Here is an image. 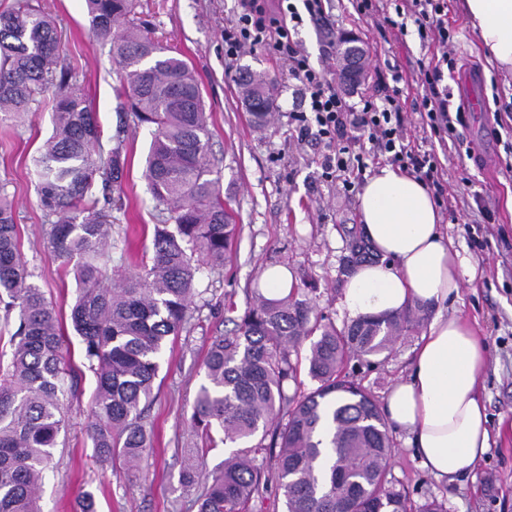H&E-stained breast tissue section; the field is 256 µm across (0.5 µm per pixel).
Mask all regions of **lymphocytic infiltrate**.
I'll return each instance as SVG.
<instances>
[{"label": "lymphocytic infiltrate", "mask_w": 512, "mask_h": 512, "mask_svg": "<svg viewBox=\"0 0 512 512\" xmlns=\"http://www.w3.org/2000/svg\"><path fill=\"white\" fill-rule=\"evenodd\" d=\"M327 4L328 0H240L239 12L224 28L226 68H233L241 54L258 47L270 60L287 66L308 100L307 110L295 116L300 131L323 145L324 173L341 179L343 186L364 176L370 163L384 160L414 173L427 188L442 193L445 170L435 151L418 148L399 90L379 96L365 93L357 103H349L325 70L314 67L293 41L291 24L300 23L305 16L327 21ZM395 12L413 21L422 42L444 47L452 39L447 0H404ZM454 65V59L443 55L421 66L424 93L416 109L423 129L437 136L439 144L450 143L459 149L464 142L457 128L464 125L465 114L451 111L443 84L445 68Z\"/></svg>", "instance_id": "obj_1"}]
</instances>
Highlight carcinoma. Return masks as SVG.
Here are the masks:
<instances>
[{"instance_id":"carcinoma-1","label":"carcinoma","mask_w":512,"mask_h":512,"mask_svg":"<svg viewBox=\"0 0 512 512\" xmlns=\"http://www.w3.org/2000/svg\"><path fill=\"white\" fill-rule=\"evenodd\" d=\"M86 2L93 35L113 43L130 114L151 127L145 175L169 216L153 226L150 262L128 276L108 274L111 225L94 186L119 182L126 159L118 147L102 156L101 130L61 61L54 21L31 0H0V121L30 111L37 96L55 90L53 134L32 166L50 243L76 275L69 319L96 379L88 436L95 458L136 467L152 443L144 410L166 342L193 318L196 275L205 264H224L235 225L210 162L193 70L141 34L136 0ZM240 81L246 99L264 107L252 119L265 121L271 81L248 68ZM30 277L0 184V304L7 318L17 312L10 363L0 373V512H42L40 489L67 432L66 397L78 383L62 356L56 307ZM409 325L406 308L338 328L297 287L277 299L254 291L236 332L216 337L203 361L190 423L205 447L184 461L179 482L193 486L218 445L236 450L211 473L198 512H255L272 492L283 497L286 512H447L436 500L415 505L396 486L386 418L345 373L350 358L383 354ZM304 361L317 383L309 392L300 389Z\"/></svg>"}]
</instances>
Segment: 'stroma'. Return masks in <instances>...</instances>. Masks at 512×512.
I'll return each instance as SVG.
<instances>
[{"mask_svg": "<svg viewBox=\"0 0 512 512\" xmlns=\"http://www.w3.org/2000/svg\"><path fill=\"white\" fill-rule=\"evenodd\" d=\"M57 23L60 48L78 85L84 90L103 131L102 153L121 148L127 161L112 201V268L134 270L150 251L146 226L157 223L159 209L145 177L151 134L124 110L119 66L109 42L90 30L85 0H33ZM451 48L457 62L448 77L452 106L462 107L463 138L471 149L465 157L449 154L444 183L448 208L441 222L477 270L464 282L453 309L483 336L489 361L481 374L487 407L490 450L455 482L435 480L424 471L400 431H392L391 474L408 489L415 503L443 500L448 512H512V70L506 71L485 54L464 12L462 0H447ZM238 0H138L136 15L153 36L192 67L201 84L211 138L210 158L221 176L224 201L237 230L223 269H201L194 288L197 311L187 328L164 350L153 401L146 419L153 431L140 470L100 464L87 436L96 382L83 358L82 341L68 333L64 355L80 374L79 388L67 401L69 427L55 451L41 490L44 512H79L78 496L93 492L97 512H197V489L183 487L180 462L202 442L190 428L193 401L204 379L202 360L212 339L232 333L245 310L262 269L287 267L306 288L317 313L336 326L346 325L341 291L342 271L352 232L360 231L358 188L344 189L328 180L321 168L324 148L300 134L293 113L304 111V94L285 65L269 60L262 50L244 53L237 67L272 79L274 108L264 125L249 116L243 90L226 74L224 28L236 15ZM334 29L352 38L364 51L363 90L379 93L398 86L405 112H412L423 88L418 65L439 55V47L423 46L415 25L406 33L386 24L381 15L358 13L356 0H331ZM292 37L313 65L325 66L337 79L338 43L324 38L311 19H304ZM403 79L393 83V65ZM53 92H46L35 112L18 122L0 123V181L14 200L20 250L34 269V284L55 303L61 321H68L76 293L72 271L64 270L48 238L49 225L30 175L32 158L51 136ZM480 194L494 212L489 224H477L470 210ZM415 321L386 356L372 363L351 359L348 372L376 400L407 375L414 350L435 315L432 308L413 305ZM496 474L484 485L485 474Z\"/></svg>", "mask_w": 512, "mask_h": 512, "instance_id": "35a3bbf8", "label": "stroma"}]
</instances>
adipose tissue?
Returning <instances> with one entry per match:
<instances>
[{
	"mask_svg": "<svg viewBox=\"0 0 512 512\" xmlns=\"http://www.w3.org/2000/svg\"><path fill=\"white\" fill-rule=\"evenodd\" d=\"M469 21L498 66L512 69V0H464ZM363 231L378 254L348 277L340 306L350 319L382 318L413 303L440 307L415 351L408 375L384 400L388 421L411 435L423 467L454 481L489 450L480 374L488 361L482 336L445 314L460 297L468 259L444 234L439 207L415 176L386 165L358 195Z\"/></svg>",
	"mask_w": 512,
	"mask_h": 512,
	"instance_id": "ef3b65f1",
	"label": "adipose tissue"
}]
</instances>
